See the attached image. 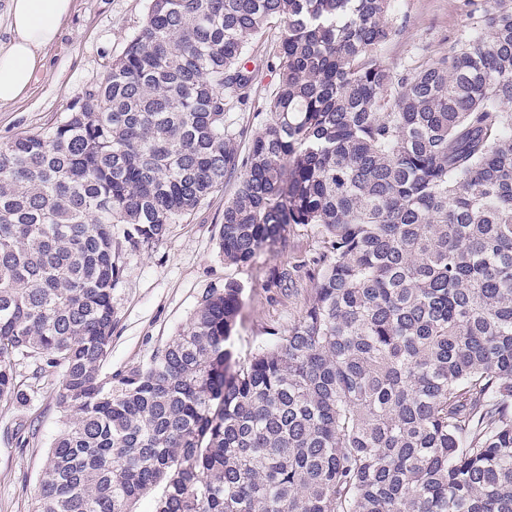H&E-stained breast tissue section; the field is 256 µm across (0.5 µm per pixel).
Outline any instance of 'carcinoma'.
<instances>
[{"label": "carcinoma", "instance_id": "carcinoma-1", "mask_svg": "<svg viewBox=\"0 0 512 512\" xmlns=\"http://www.w3.org/2000/svg\"><path fill=\"white\" fill-rule=\"evenodd\" d=\"M395 80L394 0H150L98 88L0 143V401L46 369L68 415L39 512H512V0ZM279 28L269 119L240 155ZM236 179L224 261L313 225L297 321L246 357L242 287L101 372L126 250ZM120 224V232L114 226ZM277 269L272 288L289 290ZM33 366L17 381L14 362ZM277 83L278 71L274 68V65L260 69L255 80V101L246 107H240L232 112H227L228 122L234 131L238 132L240 129L247 130L246 137H237L236 140L238 150L242 156L248 152L249 135L258 131L267 119V112H261V110L269 100Z\"/></svg>", "mask_w": 512, "mask_h": 512}]
</instances>
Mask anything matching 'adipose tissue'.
Masks as SVG:
<instances>
[{
    "mask_svg": "<svg viewBox=\"0 0 512 512\" xmlns=\"http://www.w3.org/2000/svg\"><path fill=\"white\" fill-rule=\"evenodd\" d=\"M73 0H6L7 34L0 40V107L20 100L55 43Z\"/></svg>",
    "mask_w": 512,
    "mask_h": 512,
    "instance_id": "obj_1",
    "label": "adipose tissue"
}]
</instances>
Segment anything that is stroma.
I'll list each match as a JSON object with an SVG mask.
<instances>
[{
	"mask_svg": "<svg viewBox=\"0 0 512 512\" xmlns=\"http://www.w3.org/2000/svg\"><path fill=\"white\" fill-rule=\"evenodd\" d=\"M148 6L149 0H73L57 42L42 53L43 66L26 96L0 108V143L25 132L49 130L63 121L124 53L141 28ZM493 6L494 0H396L393 14L399 32L381 53L395 77H402L430 58L462 46L465 34ZM277 83L274 67L260 69L254 102L228 113L232 129L247 132L237 141L240 153L248 151L249 134L264 125L263 107ZM235 188V182L225 183L171 224L164 240L152 250L122 253L123 275L112 293V352L104 372L116 373L149 360L188 322L201 294L228 280L243 287L232 336L239 355L248 354L269 330L299 318L303 297L312 286L304 262L322 250V238L313 226L294 225L287 252L261 253L244 267L227 264L218 233L224 204ZM294 264L300 270L292 295L268 287L274 268ZM61 381L59 371L49 370L29 406L0 402V512H37L41 470L65 420L57 401ZM34 419L40 425L38 436L18 444L17 428Z\"/></svg>",
	"mask_w": 512,
	"mask_h": 512,
	"instance_id": "1",
	"label": "stroma"
}]
</instances>
